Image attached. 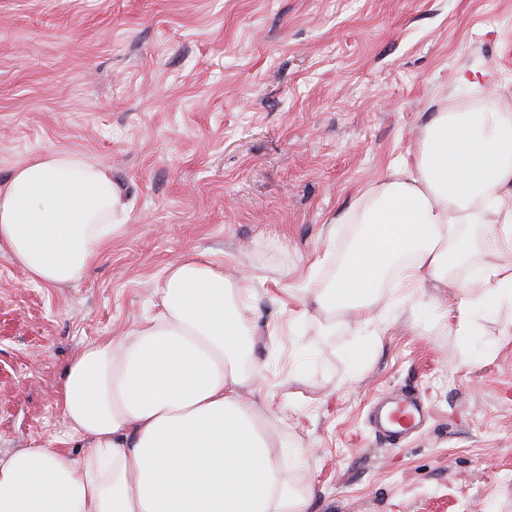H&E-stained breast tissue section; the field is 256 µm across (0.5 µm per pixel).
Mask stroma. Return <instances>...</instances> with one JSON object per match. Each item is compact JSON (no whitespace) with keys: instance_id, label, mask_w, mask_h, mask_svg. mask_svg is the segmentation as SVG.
Listing matches in <instances>:
<instances>
[{"instance_id":"stroma-1","label":"stroma","mask_w":512,"mask_h":512,"mask_svg":"<svg viewBox=\"0 0 512 512\" xmlns=\"http://www.w3.org/2000/svg\"><path fill=\"white\" fill-rule=\"evenodd\" d=\"M480 81L472 90L464 79ZM512 109V0H0V187L51 151L107 167L129 219L86 278L28 280L0 251V457L81 456L58 405L84 346L153 312L168 264L195 251L245 279L273 430L307 449L311 512H512V307L475 319L461 296L395 275L369 321L320 333L309 291L337 275L339 223L411 159L434 113ZM474 229L456 271L512 259ZM430 409L399 447L376 399Z\"/></svg>"}]
</instances>
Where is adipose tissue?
I'll list each match as a JSON object with an SVG mask.
<instances>
[{
	"mask_svg": "<svg viewBox=\"0 0 512 512\" xmlns=\"http://www.w3.org/2000/svg\"><path fill=\"white\" fill-rule=\"evenodd\" d=\"M512 113L438 112L412 164L396 168L340 216L359 225L342 267L309 302L333 334L372 313L381 284L444 283L470 242L463 229L494 215L512 229ZM128 220L109 170L58 151L21 165L0 188V249L29 281L82 279ZM496 287H489V280ZM457 331L512 302V266L478 268L459 285ZM155 313L121 339L86 346L70 363L59 402L87 439L81 459L62 448L0 458V512H310L293 488L303 449L275 447L259 392L253 332L222 265L171 262Z\"/></svg>",
	"mask_w": 512,
	"mask_h": 512,
	"instance_id": "obj_1",
	"label": "adipose tissue"
}]
</instances>
